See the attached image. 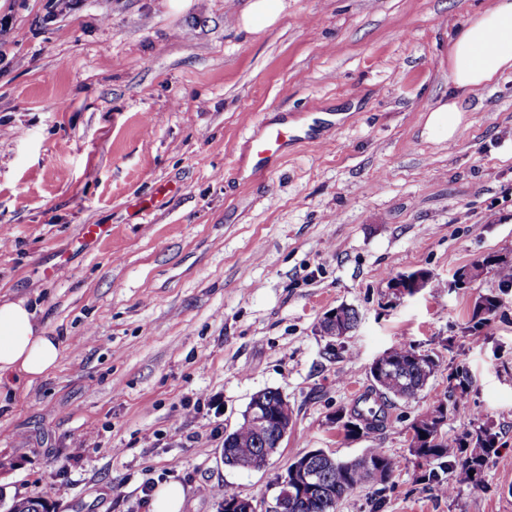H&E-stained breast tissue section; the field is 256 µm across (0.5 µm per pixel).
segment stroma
<instances>
[{"label":"stroma","mask_w":512,"mask_h":512,"mask_svg":"<svg viewBox=\"0 0 512 512\" xmlns=\"http://www.w3.org/2000/svg\"><path fill=\"white\" fill-rule=\"evenodd\" d=\"M284 2L251 34L245 0H0V298L61 342L46 377L0 387V512L36 495L49 512H152L170 481L184 512H221L227 491L273 512L295 458L367 448L401 466L338 512H512V70L453 142L423 133L449 43L492 0ZM326 112L319 141L243 174L255 121ZM86 224L103 238L83 243ZM417 270L427 286L398 296L391 280ZM340 305L358 323L335 341L318 323ZM401 345L437 354L436 373L345 436L337 415L366 411L371 364ZM267 388L291 430L261 467L225 466V433ZM442 401L448 439L497 435L479 486L450 488L447 466L424 480L411 451Z\"/></svg>","instance_id":"obj_1"}]
</instances>
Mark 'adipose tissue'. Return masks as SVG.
Listing matches in <instances>:
<instances>
[{
  "label": "adipose tissue",
  "mask_w": 512,
  "mask_h": 512,
  "mask_svg": "<svg viewBox=\"0 0 512 512\" xmlns=\"http://www.w3.org/2000/svg\"><path fill=\"white\" fill-rule=\"evenodd\" d=\"M512 69V0H493L468 20L448 48V97L429 109L425 129L453 140L479 90ZM61 346L48 335L26 300L0 301V384L34 383L58 363Z\"/></svg>",
  "instance_id": "adipose-tissue-1"
}]
</instances>
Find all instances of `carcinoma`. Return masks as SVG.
Segmentation results:
<instances>
[{
	"label": "carcinoma",
	"instance_id": "obj_1",
	"mask_svg": "<svg viewBox=\"0 0 512 512\" xmlns=\"http://www.w3.org/2000/svg\"><path fill=\"white\" fill-rule=\"evenodd\" d=\"M358 322L354 309L341 305L336 308V323L324 319L320 332L328 334L333 326L349 332ZM382 368H370L373 389L384 399H411L426 386L436 371V364L418 356V351L405 346L395 347L378 358ZM259 402L261 410L279 419L293 420V411L276 389H265L254 395L251 402ZM438 421L433 412H427L412 425L413 430L432 429L430 440L412 452L428 463L453 461L465 472L472 471L468 483L478 485L480 475L496 451V435L481 431L475 438L450 442L435 431ZM224 464L230 467H255L264 458V446L252 420L243 415L242 422L224 435ZM319 471L324 492L304 493L290 500L288 512H337L340 502L368 479L387 483L400 466V461L381 448H366L350 461H344L325 452L312 456ZM7 512H48L43 497L34 496L15 500Z\"/></svg>",
	"mask_w": 512,
	"mask_h": 512
}]
</instances>
